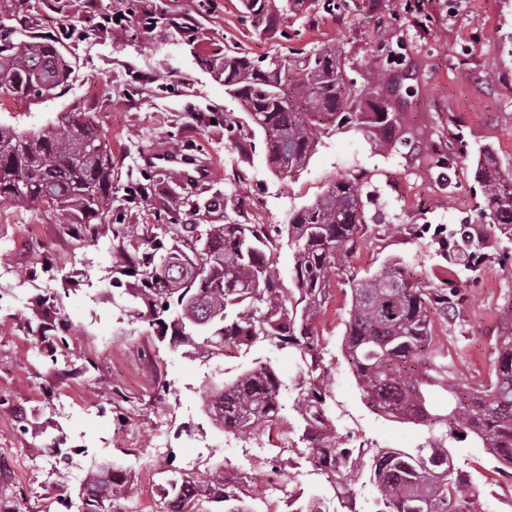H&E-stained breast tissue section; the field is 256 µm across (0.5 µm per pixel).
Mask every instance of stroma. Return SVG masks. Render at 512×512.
Listing matches in <instances>:
<instances>
[{
    "label": "stroma",
    "instance_id": "obj_1",
    "mask_svg": "<svg viewBox=\"0 0 512 512\" xmlns=\"http://www.w3.org/2000/svg\"><path fill=\"white\" fill-rule=\"evenodd\" d=\"M349 3L343 16L291 17L267 31L244 20L242 0H99L92 12L83 0H69L36 28L54 39L77 20L91 32L64 43L72 62L65 94L1 102L0 121L41 127L73 109L88 113L112 151L117 199L108 221L127 229L136 245L168 224L191 225L197 239L226 220L284 229L329 184L366 172L376 193L366 208L373 232L354 266L373 271L396 258L422 286L458 289L461 314L435 320L433 344L457 374L485 382L512 308V265L490 259L473 267L462 253L447 261L413 227L458 233L481 223L483 192L470 161L479 149L512 171V0H425L421 26L405 0ZM152 5L176 11L188 32L149 22ZM129 10L134 21L105 24L106 16ZM321 43L341 49L346 78L359 87L374 86L382 57L393 54L402 127L443 133L463 158L449 170H431L396 133L349 124L331 128L308 166L283 178L265 163L263 136H255L246 163L221 120L200 123L210 113L245 118L210 68L218 48L257 59ZM180 141L192 142L191 162L174 151ZM188 195L218 196L226 207L196 215L183 202ZM123 242L111 232L79 241L55 210L0 203V512H57L61 496H77L106 461L125 470L136 512H155L160 473L168 468L243 477L251 512H305L312 501L339 512L334 486L301 440L299 354L265 342L230 344L206 361L160 339L139 318L132 289L113 284ZM348 310L341 277L314 330L328 390L326 436L366 454L423 445L428 427L390 421L365 404L341 351ZM39 324L48 326L47 337L35 333ZM73 331L78 342L69 349L61 339ZM260 363L273 365L284 384L277 420L249 434L217 428L205 409L211 390ZM452 454L472 476L485 512H512L511 471L499 470L469 439L453 442ZM283 462L286 477L278 470Z\"/></svg>",
    "mask_w": 512,
    "mask_h": 512
}]
</instances>
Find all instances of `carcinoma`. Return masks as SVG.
Instances as JSON below:
<instances>
[{
	"label": "carcinoma",
	"instance_id": "carcinoma-1",
	"mask_svg": "<svg viewBox=\"0 0 512 512\" xmlns=\"http://www.w3.org/2000/svg\"><path fill=\"white\" fill-rule=\"evenodd\" d=\"M243 0L244 18L273 30L281 20L318 4L342 14L348 0ZM30 0H12L9 22L0 20V102L5 99L59 98L71 63L61 42L33 36L18 40L16 24L27 19ZM341 54L320 46L294 57L278 54L257 60L234 50H217L211 66L224 79L250 121L242 131L229 119L224 127L249 159V139L260 130L266 139L268 167L288 178L303 170L318 139L333 126L367 122L382 132L394 130L392 60L382 64V86L357 91L341 71ZM371 112H348L358 99ZM422 150L435 167L454 163L456 154L443 138H429ZM484 189L483 212L490 223L465 234L471 254L484 262L488 241L512 248V176L489 157L477 160ZM364 173L331 183L290 219L286 228L293 250V291L280 288L269 255L272 231L265 224L226 222L199 244L188 242L171 224L148 237L149 245L120 252V278L132 279L134 295L152 326L172 330L173 343L191 347L210 360L224 345L264 340L296 350L304 365L298 389L307 420L304 431L312 455L341 489L348 512H356L354 475L368 473L379 494L375 512H484L472 479L451 467L449 440L470 436L495 459L512 461V314L494 344V377L473 386L451 375L448 356L433 346L430 312L443 319L459 312L455 288L422 287L398 260L371 275L352 265L366 241ZM0 201L20 208L54 209L74 235L86 238L90 225L106 222L112 210V153L105 136L84 112H67L48 127L19 130L0 124ZM346 276L350 309L342 341L344 357L371 409L400 423L446 425L449 431L418 448H380L371 455L344 453L323 433L328 391L318 379L321 352L313 329L335 277ZM281 380L269 365L240 375L213 392L205 407L212 423L232 434H246L276 420ZM448 393V414L431 412L434 388ZM102 468L89 482L95 495L79 494L77 512H133L130 487L110 481ZM238 477L224 471L173 470L160 488V512H210L209 507L239 500Z\"/></svg>",
	"mask_w": 512,
	"mask_h": 512
}]
</instances>
